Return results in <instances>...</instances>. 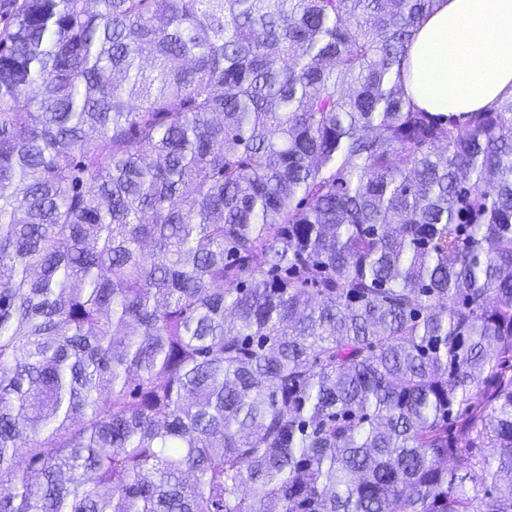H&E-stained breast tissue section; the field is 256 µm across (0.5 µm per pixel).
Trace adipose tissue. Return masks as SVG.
Returning <instances> with one entry per match:
<instances>
[{"label": "adipose tissue", "instance_id": "1", "mask_svg": "<svg viewBox=\"0 0 512 512\" xmlns=\"http://www.w3.org/2000/svg\"><path fill=\"white\" fill-rule=\"evenodd\" d=\"M405 82L418 108L443 115L512 95V0H437L415 33Z\"/></svg>", "mask_w": 512, "mask_h": 512}]
</instances>
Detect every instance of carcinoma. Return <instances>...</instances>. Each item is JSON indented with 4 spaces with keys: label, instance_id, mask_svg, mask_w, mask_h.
<instances>
[{
    "label": "carcinoma",
    "instance_id": "obj_1",
    "mask_svg": "<svg viewBox=\"0 0 512 512\" xmlns=\"http://www.w3.org/2000/svg\"><path fill=\"white\" fill-rule=\"evenodd\" d=\"M435 3L13 0L0 512H512V97L411 103Z\"/></svg>",
    "mask_w": 512,
    "mask_h": 512
}]
</instances>
